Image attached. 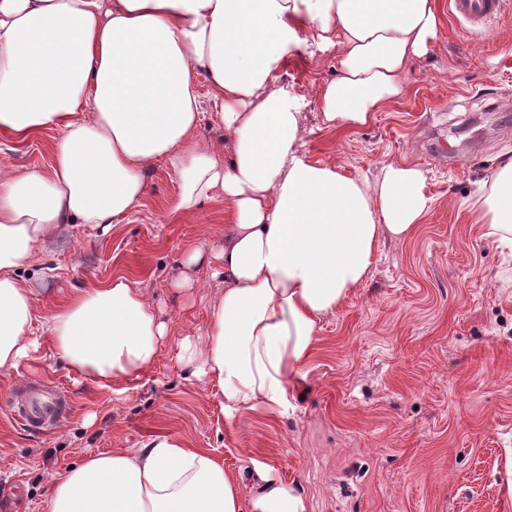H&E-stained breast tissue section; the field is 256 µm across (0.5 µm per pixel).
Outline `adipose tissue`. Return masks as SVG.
I'll list each match as a JSON object with an SVG mask.
<instances>
[{"mask_svg": "<svg viewBox=\"0 0 512 512\" xmlns=\"http://www.w3.org/2000/svg\"><path fill=\"white\" fill-rule=\"evenodd\" d=\"M441 27L438 0H0V134L55 135L49 168L0 160V375L46 343L102 387L152 368L170 324L137 282L115 276L56 304L23 272L62 225L108 228L140 208L144 175L162 161L173 212L219 194L226 204L224 290L178 363L217 385L228 416L286 414L324 320L364 284L384 238L414 233L430 199L415 165L386 163L370 182L311 162L304 103L278 74L292 50H335L317 108L327 129L357 130L408 94ZM202 76L222 145L198 133ZM473 207L512 248V157ZM44 484L47 512H305L267 466L231 475L172 432L88 454Z\"/></svg>", "mask_w": 512, "mask_h": 512, "instance_id": "1", "label": "adipose tissue"}]
</instances>
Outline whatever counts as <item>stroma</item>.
Wrapping results in <instances>:
<instances>
[{
    "label": "stroma",
    "instance_id": "1",
    "mask_svg": "<svg viewBox=\"0 0 512 512\" xmlns=\"http://www.w3.org/2000/svg\"><path fill=\"white\" fill-rule=\"evenodd\" d=\"M335 52L292 53L278 85L309 105L312 161L375 179L388 162L427 174L430 210L406 239L387 240L365 284L322 325L306 380L287 415L228 418L219 389L177 363L202 333L206 302L224 288V201L172 215L177 185L165 164L146 175L141 208L105 234L71 224L51 245L33 287L61 302L77 288L128 274L171 322L155 365L106 387L86 382L50 345L0 376V512H46L43 476L90 452L138 448L161 431L212 449L230 474L250 460L300 486L306 512H512L500 480L512 448V250L475 228L470 199L500 156H512V11L485 35L445 18L439 42L409 73L408 95L372 125L325 130L317 89L336 76ZM54 136L0 137V158L49 167ZM205 243L211 262L188 268ZM197 283L177 295L183 277ZM62 389L70 406L36 433L16 415L21 386Z\"/></svg>",
    "mask_w": 512,
    "mask_h": 512
}]
</instances>
